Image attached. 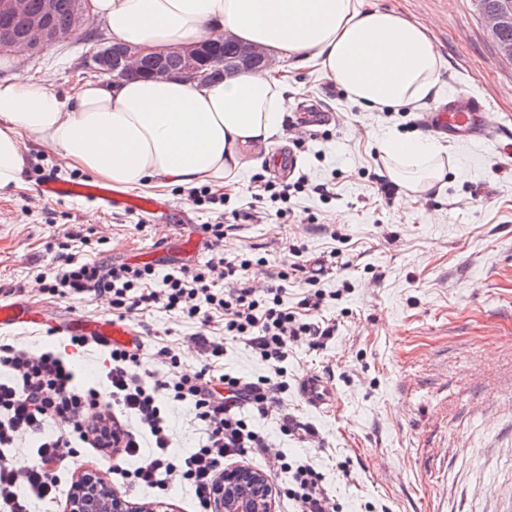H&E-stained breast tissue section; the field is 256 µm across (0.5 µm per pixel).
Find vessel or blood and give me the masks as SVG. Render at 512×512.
<instances>
[{
  "label": "vessel or blood",
  "instance_id": "b4317fda",
  "mask_svg": "<svg viewBox=\"0 0 512 512\" xmlns=\"http://www.w3.org/2000/svg\"><path fill=\"white\" fill-rule=\"evenodd\" d=\"M484 104L469 94H454L450 103L431 112L427 118L430 127L453 138L475 140L492 139L488 119L483 115ZM39 194L46 199L64 200L83 198L109 210L148 213L157 209L155 199L120 191L112 187L85 182H61L48 177L38 186ZM37 317L27 307L14 301L0 300V328L36 322ZM58 334L64 336H89L107 345L133 346L137 342L136 331L120 319H104L88 322L75 317L59 326ZM301 397L312 407L329 411L335 406V393L330 381L322 376H305L299 385Z\"/></svg>",
  "mask_w": 512,
  "mask_h": 512
}]
</instances>
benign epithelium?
Wrapping results in <instances>:
<instances>
[{"instance_id":"obj_1","label":"benign epithelium","mask_w":512,"mask_h":512,"mask_svg":"<svg viewBox=\"0 0 512 512\" xmlns=\"http://www.w3.org/2000/svg\"><path fill=\"white\" fill-rule=\"evenodd\" d=\"M28 0H0V19L23 12ZM91 0H78L72 21V29L91 23ZM485 29L502 57L512 61V42L502 38L505 27L512 22V11L498 5L486 6L482 10ZM6 40L1 52L8 54L22 45L33 53H44L65 42L71 29L52 27L49 14L44 12L30 17L26 30L18 35L10 34L6 27L0 28ZM227 36L221 35L203 41L192 42L173 54L182 62L180 71L174 73L165 65L166 51H145L131 46L114 45L112 49L98 50L93 55L94 73L110 75L112 80L123 79L127 74L144 71V76L154 80H166L173 75L190 80H207L216 71L218 53L216 47L222 45ZM153 66L143 69L145 62ZM265 57L259 47L237 43L233 56L225 61L228 68L252 70L264 65ZM213 512H274L273 489L268 477L258 471L238 467L224 470V476L216 486V496L212 502ZM67 512H132L129 503L112 490L96 475L82 477L70 496Z\"/></svg>"}]
</instances>
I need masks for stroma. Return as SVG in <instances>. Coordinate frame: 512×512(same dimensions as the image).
<instances>
[{"label": "stroma", "mask_w": 512, "mask_h": 512, "mask_svg": "<svg viewBox=\"0 0 512 512\" xmlns=\"http://www.w3.org/2000/svg\"><path fill=\"white\" fill-rule=\"evenodd\" d=\"M364 3L427 27L441 60L436 96L398 112H367L317 66L297 68L289 59H276L274 70L290 81L283 133L249 152L237 184L212 186V193L227 198L223 210L193 204L185 186L134 188L170 200L172 224L78 199H40L35 187L42 178L82 181L86 175L29 141L22 183L0 191V298L33 306L50 320L2 328L0 341L66 351L76 382L97 384L101 351L71 347L52 325L73 316L108 319L111 308L34 288L35 277L56 266L67 234L87 239L84 260L134 264L148 251L151 265L164 274L205 264L212 256L205 225L217 222L221 211L237 212L220 250L229 259H267V266L253 267L251 285L263 286L267 271L276 270L295 246L308 267L342 269L320 283L329 294L320 315L337 322L335 335L320 348L291 343L284 364L285 411L314 427L318 438L283 435L275 418L260 420L277 448L322 472L326 490L345 512H365L369 502L386 512H512V62L499 55L486 33L479 0ZM90 29L89 36L36 56L23 70L14 57H0V81L25 77L67 96L93 77L90 56L105 28L97 19ZM453 93L484 101L495 143L448 141L440 183L416 202L406 203L400 192L386 202L380 190L387 177L385 141L429 134L425 114ZM306 100L333 113L332 139L310 140L299 149L294 121ZM280 151L296 152L295 175L333 185L335 198L299 193L282 219L275 215L276 204L256 207L254 179H275L269 160ZM190 236L201 242L192 255L181 248ZM342 279L347 290L331 299ZM127 319L140 333L147 374L160 380L172 374L160 354L165 346L177 354L181 370L202 366L190 339L209 334V327L157 306L140 307ZM219 367L247 379L275 374L240 340H225ZM310 373L332 380L338 410L320 412L303 402L298 383ZM129 502L135 508L160 503L167 512H198L190 489L180 484L159 494L136 489Z\"/></svg>", "instance_id": "35a3bbf8"}]
</instances>
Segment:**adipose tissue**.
Returning a JSON list of instances; mask_svg holds the SVG:
<instances>
[{"mask_svg": "<svg viewBox=\"0 0 512 512\" xmlns=\"http://www.w3.org/2000/svg\"><path fill=\"white\" fill-rule=\"evenodd\" d=\"M112 40L173 50L229 33L269 55L314 62L369 111L398 110L434 94L441 60L426 28L363 9L359 0H92ZM288 87L271 70L200 85L179 78L88 81L68 99L43 84L0 82V190L18 186L29 138L68 165L130 186L236 183L249 151L271 144L284 122ZM389 178L413 195L441 178L429 137L389 140Z\"/></svg>", "mask_w": 512, "mask_h": 512, "instance_id": "obj_1", "label": "adipose tissue"}]
</instances>
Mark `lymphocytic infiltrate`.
Instances as JSON below:
<instances>
[{
	"instance_id": "obj_1",
	"label": "lymphocytic infiltrate",
	"mask_w": 512,
	"mask_h": 512,
	"mask_svg": "<svg viewBox=\"0 0 512 512\" xmlns=\"http://www.w3.org/2000/svg\"><path fill=\"white\" fill-rule=\"evenodd\" d=\"M302 257L299 248H292L260 291L245 282L252 259L229 260L220 252L204 265L183 266L160 277L148 265L112 266L63 251L52 271L38 274L36 281L42 292L60 299L107 298L121 318L144 305H162L243 340L276 367L287 360L289 343L304 340L319 347L336 332L335 324L314 319L325 298L318 284L328 267L307 278L313 293L293 307L284 302L285 284L301 271ZM193 342L205 354L204 365L150 385L139 372V348L112 347L101 390L79 387L55 352L18 344L0 347V367L9 372L8 380L0 381V512H29L34 498L56 500L57 473L72 455L64 438L68 432L100 452L115 450L121 459H136L134 468L122 471L128 486L154 488L164 475L189 485L201 512H207L225 468L252 451L265 455L267 471L287 473L277 495L293 512H341V504L326 492L321 472L289 462L283 451H271L268 436L240 414L246 408L265 419L279 412L287 383L267 376L246 382L216 373L223 344L205 336ZM173 402L189 404L204 430L199 448L183 455L171 451L168 406ZM91 407L98 413L90 418L86 411ZM118 413L134 420L137 430L117 423ZM33 438L40 441L35 457L26 465L14 462L10 454L19 441Z\"/></svg>"
}]
</instances>
